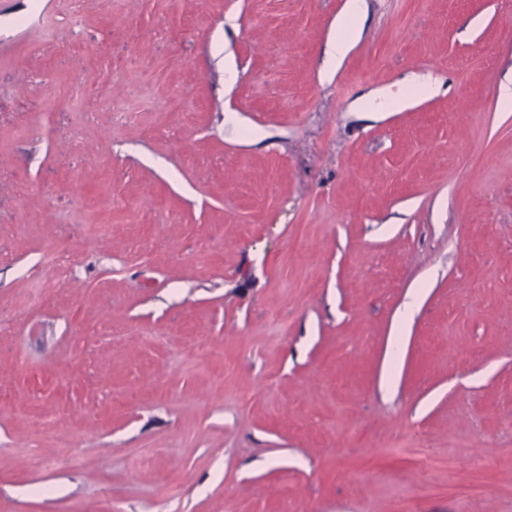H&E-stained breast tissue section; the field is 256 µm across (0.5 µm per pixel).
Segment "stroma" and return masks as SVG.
<instances>
[{"instance_id":"obj_1","label":"stroma","mask_w":512,"mask_h":512,"mask_svg":"<svg viewBox=\"0 0 512 512\" xmlns=\"http://www.w3.org/2000/svg\"><path fill=\"white\" fill-rule=\"evenodd\" d=\"M345 2L0 0V512H512V0Z\"/></svg>"}]
</instances>
